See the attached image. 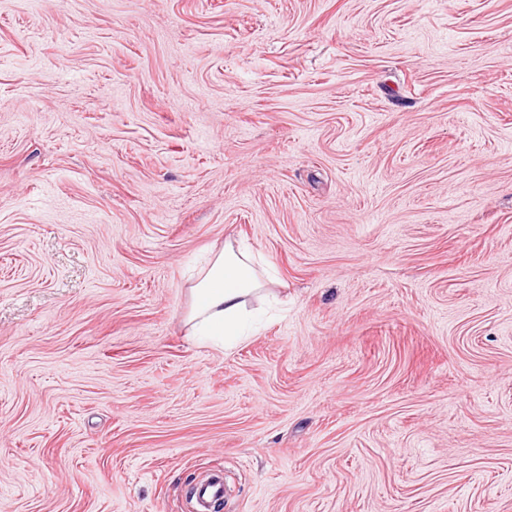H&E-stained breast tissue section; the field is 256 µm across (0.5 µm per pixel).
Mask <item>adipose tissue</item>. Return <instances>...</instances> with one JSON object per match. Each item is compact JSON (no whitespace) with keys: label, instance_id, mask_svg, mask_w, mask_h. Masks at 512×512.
I'll use <instances>...</instances> for the list:
<instances>
[{"label":"adipose tissue","instance_id":"adipose-tissue-1","mask_svg":"<svg viewBox=\"0 0 512 512\" xmlns=\"http://www.w3.org/2000/svg\"><path fill=\"white\" fill-rule=\"evenodd\" d=\"M266 281L265 272L245 248L228 241L212 249L191 287L187 321L193 333L240 336L249 315L248 300L263 291Z\"/></svg>","mask_w":512,"mask_h":512}]
</instances>
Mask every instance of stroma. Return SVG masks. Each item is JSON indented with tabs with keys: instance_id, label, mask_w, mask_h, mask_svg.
I'll return each mask as SVG.
<instances>
[{
	"instance_id": "stroma-1",
	"label": "stroma",
	"mask_w": 512,
	"mask_h": 512,
	"mask_svg": "<svg viewBox=\"0 0 512 512\" xmlns=\"http://www.w3.org/2000/svg\"><path fill=\"white\" fill-rule=\"evenodd\" d=\"M276 282L231 347L190 272ZM512 512V0H0V512ZM266 273L257 268L252 255L230 241L213 248L191 286L192 305L187 317L198 336L234 338L249 315L251 296L265 288ZM196 499L209 505L215 501L224 499V479L216 476L213 479H207L196 488Z\"/></svg>"
}]
</instances>
